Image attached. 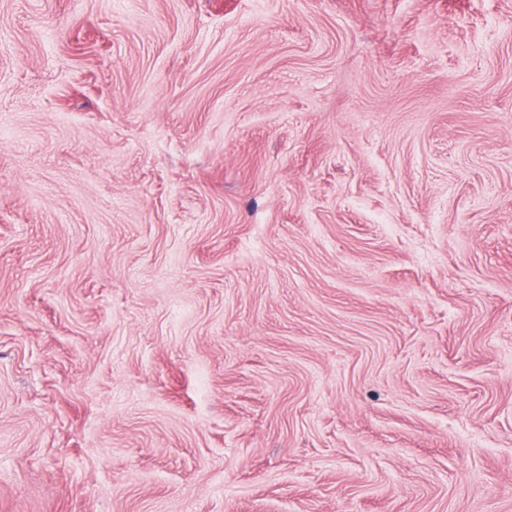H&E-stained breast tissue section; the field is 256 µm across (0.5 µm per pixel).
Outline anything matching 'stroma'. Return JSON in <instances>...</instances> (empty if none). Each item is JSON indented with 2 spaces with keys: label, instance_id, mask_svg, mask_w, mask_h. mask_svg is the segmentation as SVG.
Masks as SVG:
<instances>
[{
  "label": "stroma",
  "instance_id": "stroma-1",
  "mask_svg": "<svg viewBox=\"0 0 512 512\" xmlns=\"http://www.w3.org/2000/svg\"><path fill=\"white\" fill-rule=\"evenodd\" d=\"M0 512H512V0H0Z\"/></svg>",
  "mask_w": 512,
  "mask_h": 512
}]
</instances>
